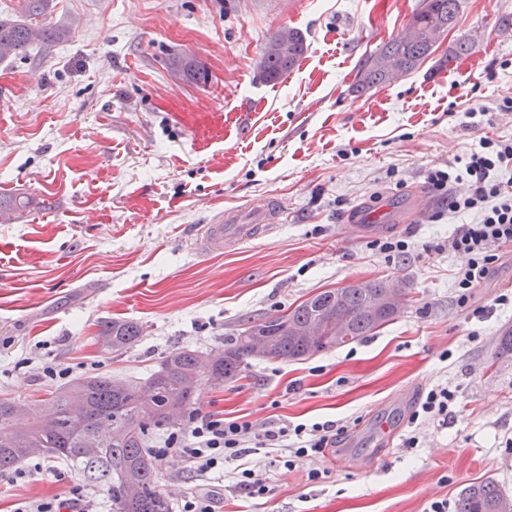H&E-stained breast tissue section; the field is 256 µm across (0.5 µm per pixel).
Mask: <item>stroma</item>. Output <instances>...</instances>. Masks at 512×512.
Instances as JSON below:
<instances>
[{
  "label": "stroma",
  "instance_id": "1",
  "mask_svg": "<svg viewBox=\"0 0 512 512\" xmlns=\"http://www.w3.org/2000/svg\"><path fill=\"white\" fill-rule=\"evenodd\" d=\"M420 3L54 0L70 38L0 62V192L31 199L0 221V396L39 410L62 384L49 366L141 381L170 352L224 347L247 322L320 291L397 281L403 305L375 333L302 361L253 359L237 378L199 388L204 413L346 426L338 447L289 469L276 450L247 456L270 489L255 499L230 493L236 463L199 480L174 452L158 465L161 490L176 507L188 491L221 494L224 512H428L487 478L512 498V357L497 353L512 328V244L461 305L460 259L431 246L475 221L448 212L449 194L469 186L426 182L430 168L465 162L480 138L512 142V112L500 109L512 97V0H463L418 69L355 92L363 58L401 36ZM285 26L308 51L279 82H262L263 44ZM461 37L471 54L446 62ZM182 56L208 83L172 73ZM476 105L479 125H461ZM425 189L437 221L383 232L408 238L407 252L389 260L373 236L349 233L356 206ZM270 197L284 203L271 233L231 252L196 251L214 214ZM477 306L484 318L471 317ZM112 319L140 329L116 353L97 340ZM438 385L456 395L447 419L411 423L420 392ZM39 463L37 474L23 463L16 482L0 476V512L67 497L71 479L53 472L60 459ZM311 467L319 482L308 481Z\"/></svg>",
  "mask_w": 512,
  "mask_h": 512
}]
</instances>
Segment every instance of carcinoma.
<instances>
[{"mask_svg": "<svg viewBox=\"0 0 512 512\" xmlns=\"http://www.w3.org/2000/svg\"><path fill=\"white\" fill-rule=\"evenodd\" d=\"M53 0H22L13 17L0 18V61L26 53L34 41L62 43L70 28L48 20ZM461 0H421L411 18L410 35L391 39L363 62L355 83L365 92L417 69L433 52L434 34L455 25ZM287 44L284 51L269 46ZM307 51L297 30L278 31L266 39L259 76L277 82L292 71ZM177 71L189 82L206 83L207 71L189 57L176 62ZM29 206L18 197H0V214L10 215ZM388 283L369 280L321 291L283 314L267 316L249 325L230 342L207 357L195 350L167 355L160 368L143 382L110 376H86L71 380L50 393L44 410L22 430L15 426L21 407L0 398V474L25 459L55 456L65 460L86 483L112 496L115 512H172L169 498L160 490L158 468L144 448L149 430L170 426L178 415L194 410L202 378L221 383L238 376L255 358L288 362L335 348L368 336L393 321L397 311L373 315L370 298ZM347 323L346 336L336 337V321ZM314 327V341L302 336ZM266 338L268 349L256 348L254 336ZM139 336L130 321L103 322L98 340L106 351L119 352ZM456 512H512V499L489 479L463 488Z\"/></svg>", "mask_w": 512, "mask_h": 512, "instance_id": "obj_1", "label": "carcinoma"}]
</instances>
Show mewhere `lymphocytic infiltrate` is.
Wrapping results in <instances>:
<instances>
[{
    "instance_id": "f902f5d3",
    "label": "lymphocytic infiltrate",
    "mask_w": 512,
    "mask_h": 512,
    "mask_svg": "<svg viewBox=\"0 0 512 512\" xmlns=\"http://www.w3.org/2000/svg\"><path fill=\"white\" fill-rule=\"evenodd\" d=\"M512 167V143L484 139L462 169L436 168L428 172L429 183L444 188L452 181L467 180L470 193L448 201L450 212L478 210L477 222L463 224L447 243L435 244V251H449L461 261L456 279L460 303H467L468 292L479 279L490 276L500 259L498 247L512 243V192L499 180L501 171ZM343 431L334 422L291 425L280 421L262 424L215 413L193 411L184 427L168 433L150 455L164 461L172 452L188 462L196 475L205 476L223 469L225 461L241 460L264 449L287 450L285 467L305 461L335 447ZM14 512H98L92 492L81 481H74L67 499L46 497L18 502Z\"/></svg>"
}]
</instances>
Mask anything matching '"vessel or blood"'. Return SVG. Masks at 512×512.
<instances>
[{
  "label": "vessel or blood",
  "instance_id": "1",
  "mask_svg": "<svg viewBox=\"0 0 512 512\" xmlns=\"http://www.w3.org/2000/svg\"><path fill=\"white\" fill-rule=\"evenodd\" d=\"M280 212L277 200H270L266 207L252 209L248 219H241L238 212L229 210L209 219L198 241L199 252L233 251L242 243L267 234L274 226ZM390 212L381 206L372 212H357L350 227L356 233H368L382 228Z\"/></svg>",
  "mask_w": 512,
  "mask_h": 512
}]
</instances>
